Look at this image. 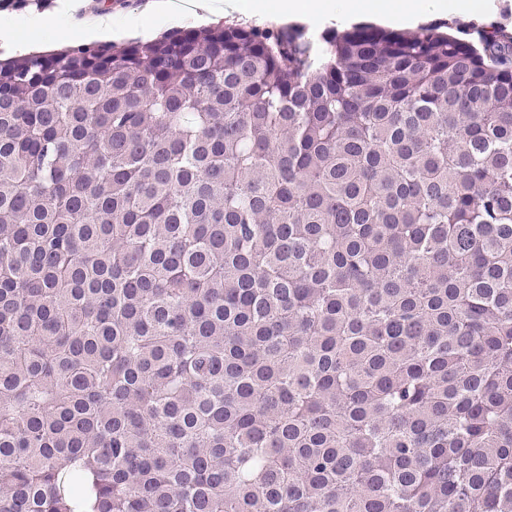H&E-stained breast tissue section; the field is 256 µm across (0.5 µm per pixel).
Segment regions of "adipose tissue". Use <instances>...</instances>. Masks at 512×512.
I'll list each match as a JSON object with an SVG mask.
<instances>
[{
  "label": "adipose tissue",
  "instance_id": "obj_1",
  "mask_svg": "<svg viewBox=\"0 0 512 512\" xmlns=\"http://www.w3.org/2000/svg\"><path fill=\"white\" fill-rule=\"evenodd\" d=\"M82 0H69L64 23L78 40L106 39L112 35L108 14L83 15ZM494 9L492 0H422L409 7L407 0H148L133 21L134 35L148 38L179 25L186 17L199 23L221 18L247 16L263 22H298L310 28H324L337 19H369L391 28H413L434 14L453 12L481 17ZM48 17L30 18L24 25L0 23V48L19 53L34 51L43 43Z\"/></svg>",
  "mask_w": 512,
  "mask_h": 512
}]
</instances>
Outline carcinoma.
Masks as SVG:
<instances>
[{"label": "carcinoma", "instance_id": "1", "mask_svg": "<svg viewBox=\"0 0 512 512\" xmlns=\"http://www.w3.org/2000/svg\"><path fill=\"white\" fill-rule=\"evenodd\" d=\"M0 512H512V32L0 62Z\"/></svg>", "mask_w": 512, "mask_h": 512}]
</instances>
